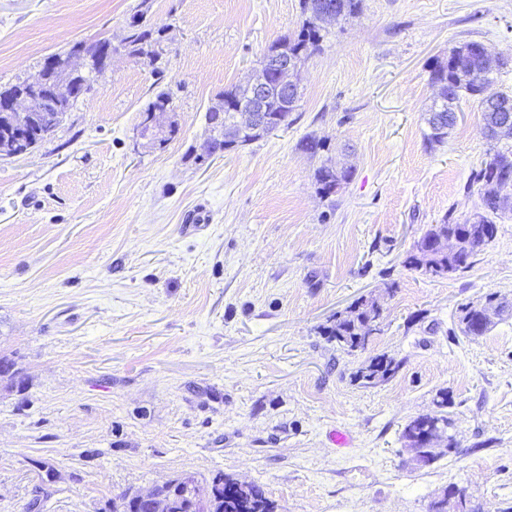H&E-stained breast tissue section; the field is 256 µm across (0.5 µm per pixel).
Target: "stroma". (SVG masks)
<instances>
[{
    "instance_id": "35a3bbf8",
    "label": "stroma",
    "mask_w": 512,
    "mask_h": 512,
    "mask_svg": "<svg viewBox=\"0 0 512 512\" xmlns=\"http://www.w3.org/2000/svg\"><path fill=\"white\" fill-rule=\"evenodd\" d=\"M139 0H0V87L46 57L121 43ZM157 61L113 54L29 153L0 157V512H108L118 492L216 473L260 486L275 512H429L463 487L512 507V316L463 335L460 305L512 302V209L465 269L405 264L428 225L482 210L463 186L489 144L475 100L426 140L429 66L482 42L512 91V0H363L301 66L292 123L203 158L207 108L303 21L300 0H150ZM177 135L137 136L157 90ZM324 139L356 167L324 198ZM380 330L347 354L322 334L359 297ZM386 382L353 378L369 357ZM448 396L459 451L412 461L402 436ZM346 431L340 447L330 433ZM398 362L385 354L370 357L354 373L355 381L363 386H373L389 380L398 370Z\"/></svg>"
}]
</instances>
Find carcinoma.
Returning a JSON list of instances; mask_svg holds the SVG:
<instances>
[{
	"label": "carcinoma",
	"instance_id": "1",
	"mask_svg": "<svg viewBox=\"0 0 512 512\" xmlns=\"http://www.w3.org/2000/svg\"><path fill=\"white\" fill-rule=\"evenodd\" d=\"M362 0H301L302 13L306 15L302 25L294 33L278 38L269 47L260 61V68L266 73L267 92L263 95L259 107L261 114L272 118L271 128L260 127L256 130L238 134L239 145L244 146L264 138L267 134L290 124L292 112L297 110L300 93H289L279 82V59L288 57L296 63H303L328 35V31L318 25L320 15L326 11L336 12V22L355 18L361 12ZM127 35L123 39L124 47L137 56L150 60L157 57V49L165 40L168 26L157 25L147 20L145 10H135L126 20ZM501 61L493 56L478 41H466L448 50V59L435 61L430 66V81L436 92L429 109L427 123L430 133L427 140L441 143L448 136V130L456 123V108L464 98L478 102L485 136L490 141L499 139L497 127L506 119H512L511 112H502L492 105L495 99H507L512 95L496 87ZM219 106L223 108L224 125L234 121L235 111L247 108L254 102L251 91L242 84L232 85L216 95ZM512 169V146L493 147V153L472 169L464 192H477L483 207V214L477 223L482 228L477 233L470 232L473 222H460L450 217L439 224H431L422 235V239H436L450 232H460L472 237L465 266L474 259L496 237L498 228L493 216L502 211L501 195L509 191V184L501 178L502 171ZM355 176V168L350 166L342 170L326 158L315 171L318 193L326 198L339 193ZM478 304L468 303L459 309L458 325L466 336H481L493 325L482 319L477 310ZM381 314L375 301L360 297L343 312L332 317L329 325L323 327V335L336 342V346L349 354L366 350L370 338L380 331ZM399 368V362L385 354L370 357L354 373V379L363 386H373L389 380ZM428 432L427 423L418 416L404 428L403 436L409 442L414 460L427 465L436 459L430 448L422 445L421 436ZM223 488L219 491L217 502L208 507L203 504L188 509L182 505L172 512H275L274 503L264 490L256 484L240 482L229 476H221ZM429 512H479L470 503L457 506L440 496L430 504Z\"/></svg>",
	"mask_w": 512,
	"mask_h": 512
}]
</instances>
